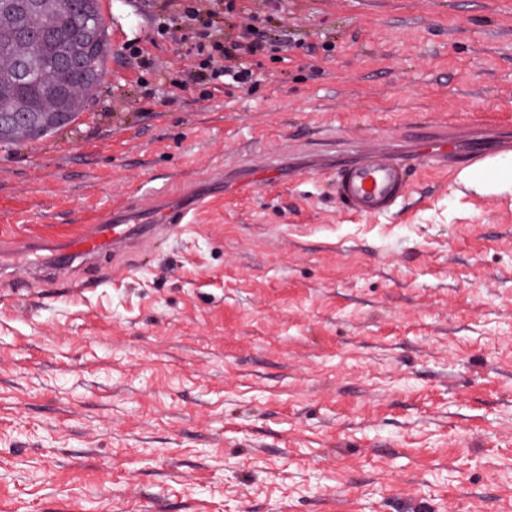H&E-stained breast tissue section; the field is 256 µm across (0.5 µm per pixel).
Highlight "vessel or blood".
<instances>
[{"label": "vessel or blood", "instance_id": "b4317fda", "mask_svg": "<svg viewBox=\"0 0 512 512\" xmlns=\"http://www.w3.org/2000/svg\"><path fill=\"white\" fill-rule=\"evenodd\" d=\"M408 135L416 140L419 150L402 162L372 146H349L338 152L336 188L349 212L363 217L390 213L406 198V175L411 168L447 169L461 156L469 164L480 166L496 153L495 148L482 144L459 152L457 135L444 128H413ZM195 205V200L184 198L159 201L152 219L146 223L135 221L132 210L117 209L65 241L49 245L27 238L22 245L0 247V253L12 257L14 265L37 275H71L80 263L105 256L126 259L142 246L175 234L183 228Z\"/></svg>", "mask_w": 512, "mask_h": 512}]
</instances>
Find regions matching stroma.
<instances>
[{
    "instance_id": "1",
    "label": "stroma",
    "mask_w": 512,
    "mask_h": 512,
    "mask_svg": "<svg viewBox=\"0 0 512 512\" xmlns=\"http://www.w3.org/2000/svg\"><path fill=\"white\" fill-rule=\"evenodd\" d=\"M180 0H100L76 122L0 148V238L206 196L131 262L0 282V512H494L512 498V184L414 170L347 214L337 145L512 126V0H240L271 45L190 81ZM137 41L135 58L126 48ZM280 155L249 188L251 159ZM224 172L212 196L208 177Z\"/></svg>"
}]
</instances>
